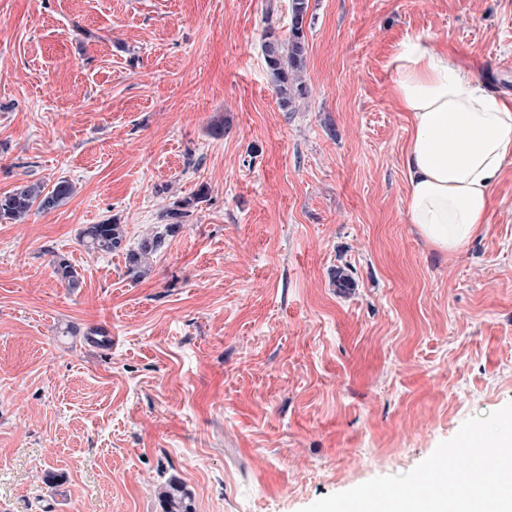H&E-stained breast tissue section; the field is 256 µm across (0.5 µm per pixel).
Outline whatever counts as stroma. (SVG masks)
Listing matches in <instances>:
<instances>
[{"label":"stroma","mask_w":512,"mask_h":512,"mask_svg":"<svg viewBox=\"0 0 512 512\" xmlns=\"http://www.w3.org/2000/svg\"><path fill=\"white\" fill-rule=\"evenodd\" d=\"M308 3L285 112L261 45L291 0H0V193L75 187L0 224V512H161L172 479L193 512H301L512 402V160L486 233L437 250L389 93L423 34L512 97V0ZM202 184L140 280L78 240L136 247Z\"/></svg>","instance_id":"1"}]
</instances>
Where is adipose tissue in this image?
<instances>
[{
    "label": "adipose tissue",
    "mask_w": 512,
    "mask_h": 512,
    "mask_svg": "<svg viewBox=\"0 0 512 512\" xmlns=\"http://www.w3.org/2000/svg\"><path fill=\"white\" fill-rule=\"evenodd\" d=\"M390 67L391 94L411 121L408 221L439 251L460 252L485 231L491 186L512 159V98L421 35L400 43Z\"/></svg>",
    "instance_id": "adipose-tissue-1"
}]
</instances>
